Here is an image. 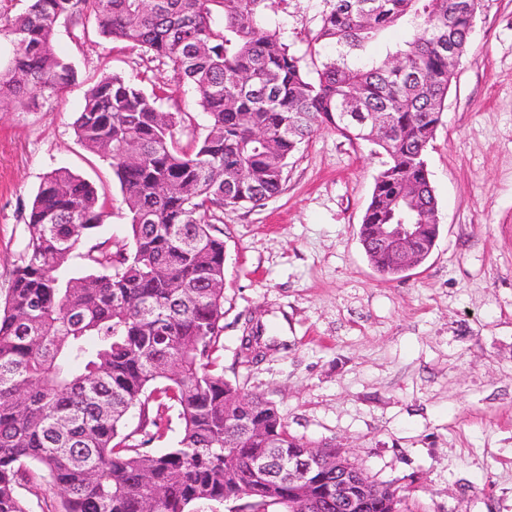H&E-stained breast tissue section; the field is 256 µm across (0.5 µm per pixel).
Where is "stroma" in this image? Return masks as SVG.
<instances>
[{"mask_svg":"<svg viewBox=\"0 0 512 512\" xmlns=\"http://www.w3.org/2000/svg\"><path fill=\"white\" fill-rule=\"evenodd\" d=\"M323 8L281 0L292 51L308 55ZM55 47L77 86L43 107H0V299L55 168L111 204L87 245L131 240L110 163L73 123L88 80L143 70L141 52L69 25ZM426 162L439 237L392 281L358 238L381 167L365 142L320 131L289 159L279 195L224 209V376L276 403L303 442L348 449L410 512H512V0H481ZM248 317L272 346L241 364Z\"/></svg>","mask_w":512,"mask_h":512,"instance_id":"35a3bbf8","label":"stroma"}]
</instances>
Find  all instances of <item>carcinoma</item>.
Returning <instances> with one entry per match:
<instances>
[{
    "instance_id": "carcinoma-1",
    "label": "carcinoma",
    "mask_w": 512,
    "mask_h": 512,
    "mask_svg": "<svg viewBox=\"0 0 512 512\" xmlns=\"http://www.w3.org/2000/svg\"><path fill=\"white\" fill-rule=\"evenodd\" d=\"M155 2L28 0L0 28L15 46L0 99L49 104L76 84L53 50L61 24L92 19L100 36L138 48L147 63L89 86L74 121L82 145L112 164L132 248L104 241L79 251L109 202L65 167L46 173L26 216L0 305V512H27L18 489L44 479L62 493L53 512H214L226 500L240 512H332L336 468L316 475L308 498L286 474L259 475L262 462L334 458L339 446L304 443L276 404L224 378L219 212L265 205L300 145L331 129L383 157L359 226L372 266L384 279L405 276L402 244L378 238V225L400 222L421 225L409 249L424 263L439 234L425 154L448 97V44L466 55L472 18L454 12L456 0H325L311 43L333 57L312 77L272 23L275 0ZM400 21L405 46L363 60ZM162 71L194 91L202 136L190 113L161 110ZM76 258L82 275L70 272ZM136 409L153 430L132 444L122 431ZM174 409L176 446L149 447L171 429ZM244 422L262 431L244 432ZM370 494L369 512L394 502L405 512L396 491L372 484Z\"/></svg>"
}]
</instances>
